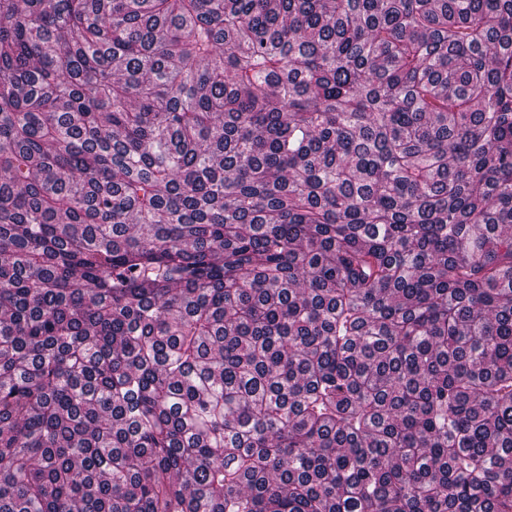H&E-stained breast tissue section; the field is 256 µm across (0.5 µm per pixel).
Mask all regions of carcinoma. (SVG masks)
<instances>
[{
    "instance_id": "1",
    "label": "carcinoma",
    "mask_w": 512,
    "mask_h": 512,
    "mask_svg": "<svg viewBox=\"0 0 512 512\" xmlns=\"http://www.w3.org/2000/svg\"><path fill=\"white\" fill-rule=\"evenodd\" d=\"M0 512H512V0H0Z\"/></svg>"
}]
</instances>
